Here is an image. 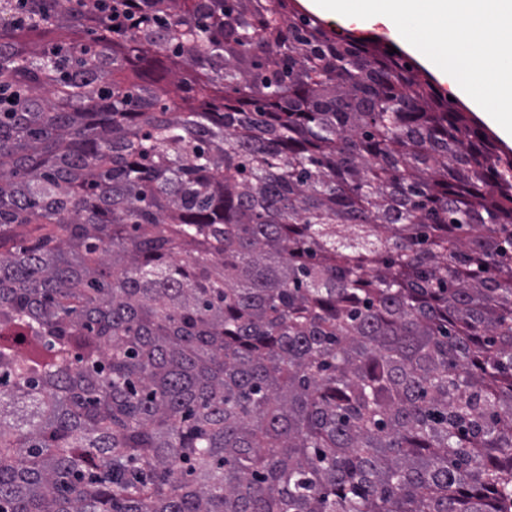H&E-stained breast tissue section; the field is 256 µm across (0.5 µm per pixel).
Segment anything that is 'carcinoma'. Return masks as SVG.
<instances>
[{"label":"carcinoma","instance_id":"carcinoma-1","mask_svg":"<svg viewBox=\"0 0 512 512\" xmlns=\"http://www.w3.org/2000/svg\"><path fill=\"white\" fill-rule=\"evenodd\" d=\"M388 50L0 0V512H512V152Z\"/></svg>","mask_w":512,"mask_h":512}]
</instances>
